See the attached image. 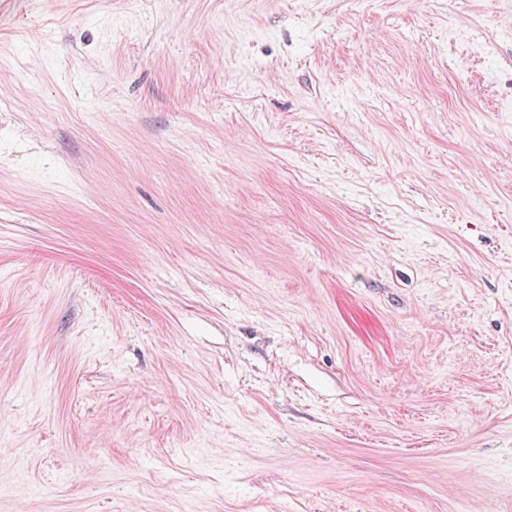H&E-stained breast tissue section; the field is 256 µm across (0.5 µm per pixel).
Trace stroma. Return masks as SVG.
<instances>
[{
	"mask_svg": "<svg viewBox=\"0 0 512 512\" xmlns=\"http://www.w3.org/2000/svg\"><path fill=\"white\" fill-rule=\"evenodd\" d=\"M0 512H512V0H0Z\"/></svg>",
	"mask_w": 512,
	"mask_h": 512,
	"instance_id": "1",
	"label": "stroma"
}]
</instances>
